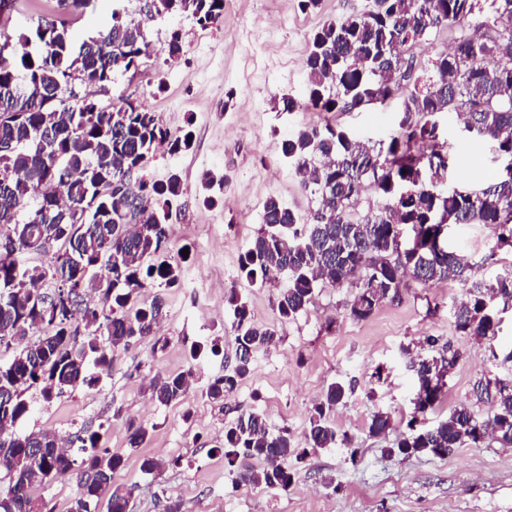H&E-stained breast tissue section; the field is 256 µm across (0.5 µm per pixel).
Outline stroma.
I'll return each mask as SVG.
<instances>
[{"label": "stroma", "mask_w": 512, "mask_h": 512, "mask_svg": "<svg viewBox=\"0 0 512 512\" xmlns=\"http://www.w3.org/2000/svg\"><path fill=\"white\" fill-rule=\"evenodd\" d=\"M298 3L228 0L220 30L194 26L177 14L155 19L152 28L163 34L181 32L180 67L164 76L170 54L162 44L137 71L97 92L98 104L125 97L161 114L171 133L192 135L189 150L173 155L158 148L148 154L143 170L152 181L173 170L182 179L183 192L167 207L165 223L171 252L188 253L184 283L165 290L166 316L156 335L118 350L111 372L101 374L92 388L38 403L17 429L69 438L100 432L102 445L124 458L114 480L133 489L126 512H164L171 500L179 501L183 512H512V448L464 446L443 458L401 459L388 453L392 436L368 432L377 413L388 415L393 428H403L413 410L416 380L402 349L427 336L461 354L428 424L461 404L486 417L489 406L476 398L474 387L486 376L512 380L511 306L501 310L496 336L481 342L454 328L453 304L463 293L454 281L427 288L407 283L399 301L359 321L349 315L355 286L320 287L305 313L283 321L277 298L287 276L263 286L240 276L239 257L261 228L260 206L268 196L279 197L305 219L317 208L316 197L300 190L291 161L282 155L281 142L294 128L330 122L377 146L399 120L396 99L330 115L300 110L277 116L282 94L304 95L310 35L324 23L370 8L372 0H320L306 11ZM271 15L285 19L275 42L257 57L248 56L240 45L243 32ZM470 33L467 27L433 30L412 55L414 78L426 80L430 57ZM282 43L288 55L279 52ZM459 129L456 118H449L433 143L455 157L445 179L460 190L485 187L502 174L507 159L492 143L463 136ZM207 172L229 177L210 205L201 188ZM448 247L465 254L484 280L512 273V247L500 244L486 225H452ZM233 285L246 293L253 321L277 326L280 339L254 354L250 378L219 406L206 398L205 389L233 363L236 333L224 301L225 288ZM215 338L220 350L214 354L208 345ZM197 343L203 350L194 357L190 348ZM186 370L194 373L189 401L161 406L150 400L146 388L154 375ZM336 381L352 391L330 419L339 432L354 437L357 458L343 447L319 450L295 464L285 491L236 483L217 450L225 426L239 413L255 411L265 416L270 431L288 428L295 444H302L312 405ZM131 419L149 429L142 447L127 443ZM146 455L176 457L180 463L146 474L140 469Z\"/></svg>", "instance_id": "stroma-1"}]
</instances>
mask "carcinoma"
I'll return each instance as SVG.
<instances>
[{
	"label": "carcinoma",
	"mask_w": 512,
	"mask_h": 512,
	"mask_svg": "<svg viewBox=\"0 0 512 512\" xmlns=\"http://www.w3.org/2000/svg\"><path fill=\"white\" fill-rule=\"evenodd\" d=\"M481 0H374V7L351 13L318 28L305 60L304 98L281 96L280 113L297 108L315 112H349L362 105L402 98V115L386 147L375 150L348 129L334 124L299 127L282 143L300 186L317 197L312 220H302L277 198L262 207V228L241 255L239 271L254 284L288 274L279 295L280 319L293 320L305 311L318 286L356 284L350 316L365 319L387 302L399 299L404 278L424 287L456 281L465 296L455 307L457 332L486 339L497 334V301L512 302V274L488 284L474 279V265L448 249V226L487 224L499 229L498 240L512 244V182L497 179L478 191H461L444 183L449 157L425 153L420 144L438 136L436 124L456 114L477 128V138L512 156V0H489V14L478 26L487 37L473 35L432 60L433 77L423 87L407 88L412 70L407 45L424 40L435 28L471 23ZM96 0H56V9L28 32H8L19 0L0 11V39L12 48L0 56V348L16 346L0 363V472L8 485L0 489V512H35L41 501L35 485L74 477L77 494L70 512H92L108 497L110 512H125L130 489L114 483L123 457L100 444L101 434L77 437L78 459L60 447L51 431L18 434L15 424L32 410L31 389L45 403L98 381L91 372L112 370L115 351L135 337L156 334L166 300L156 294L139 304L146 288H175L178 267L166 260L168 235L160 206L181 193V180L171 174L149 181L141 171L152 148L168 145L176 152L189 147L188 136H173L152 112L129 99L102 107L89 97L70 103L71 79L86 87H103L138 68L148 55L147 22L176 13L202 28L224 17V0H150L146 18L135 19L123 4L112 9V23L82 40L71 33L73 22ZM385 205L355 220L352 208L365 189ZM404 245L394 250L396 239ZM35 252L47 264L22 269L16 255ZM101 278L112 288L99 304L84 299L96 292L86 268L100 257ZM54 283V289L41 287ZM224 299L233 313L238 348L224 375L213 379L206 397L216 403L232 394L250 374L252 355L275 345L274 327L252 321L248 300L232 287ZM417 357V388L435 375V358L460 354L435 352ZM190 372L156 374L147 386L160 405L184 400ZM447 385L426 392L414 406L405 429L388 452L404 458L431 454L445 457L463 444L480 448L492 441L512 447V381L487 378L477 392L487 395L492 415L476 417L465 405L434 427L425 415L440 402ZM348 388L331 383L309 411L304 446L293 444L288 430L269 431L257 412H242L224 427L221 452L233 469L240 459L260 462L259 469L240 474L253 485L288 489L293 469L320 448L343 445L355 458L354 439L340 434L330 414L347 397ZM128 445L139 448L148 428L128 420ZM179 459L143 458L141 469L159 473Z\"/></svg>",
	"instance_id": "carcinoma-1"
}]
</instances>
